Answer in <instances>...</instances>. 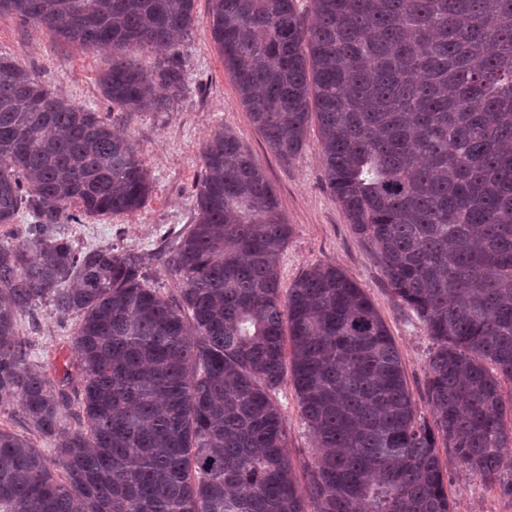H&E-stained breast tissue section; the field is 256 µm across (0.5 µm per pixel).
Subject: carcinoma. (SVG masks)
Returning <instances> with one entry per match:
<instances>
[{
    "mask_svg": "<svg viewBox=\"0 0 512 512\" xmlns=\"http://www.w3.org/2000/svg\"><path fill=\"white\" fill-rule=\"evenodd\" d=\"M241 104L284 159L318 126L326 183L432 347L418 412L372 301L318 264L282 291L292 227L229 129L202 154L196 222L165 255L77 248L72 208L130 215L152 190L131 137L0 56V512H453L437 442L512 499V0H209ZM195 0H0V12L105 51L104 98L163 112ZM152 53V70L128 55ZM78 320V387L27 361L18 316ZM291 377L314 440L298 480L273 394ZM76 403L78 428L62 410ZM0 422L2 428L25 435L36 448H40L48 456L53 454V442L50 439L41 436L37 432L27 429L22 422L18 408L15 407L13 410L6 409L5 411L0 412Z\"/></svg>",
    "mask_w": 512,
    "mask_h": 512,
    "instance_id": "carcinoma-1",
    "label": "carcinoma"
}]
</instances>
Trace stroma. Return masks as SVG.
<instances>
[{
    "instance_id": "1",
    "label": "stroma",
    "mask_w": 512,
    "mask_h": 512,
    "mask_svg": "<svg viewBox=\"0 0 512 512\" xmlns=\"http://www.w3.org/2000/svg\"><path fill=\"white\" fill-rule=\"evenodd\" d=\"M209 0H195L196 22L177 50L187 91L168 112H122L112 108L98 79L112 62L103 52L67 42L46 28L0 13V55L13 58L47 83L60 97L99 113L107 123L132 137L153 179V191L132 215L86 218L71 227L75 246L110 248L117 253L158 256L195 221V185L201 175V155L213 132L232 129L242 146L260 163L277 193L293 232L279 254L282 286L304 270L333 263L364 288L399 347L408 385L422 415H429L425 379L430 341L421 324L389 293L382 270L367 243L355 235L335 195L328 187L316 127H309L303 149L292 159L272 151L242 106L207 24ZM28 360L54 382L65 367L75 365L72 343L74 318L62 319L41 308L18 322ZM274 401L285 416L292 460L308 454L313 440L302 425L291 380H284ZM454 512H512V501L478 478L465 475L442 457Z\"/></svg>"
}]
</instances>
